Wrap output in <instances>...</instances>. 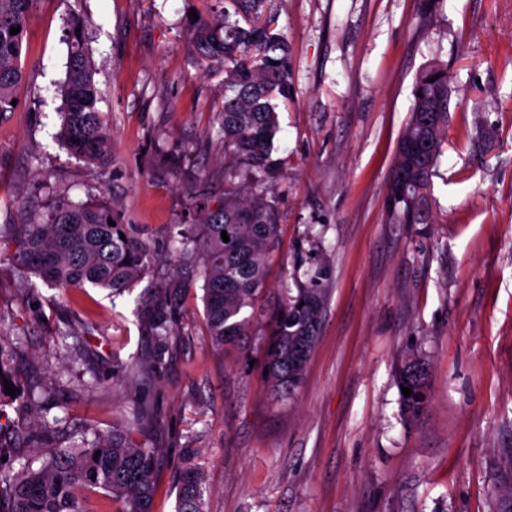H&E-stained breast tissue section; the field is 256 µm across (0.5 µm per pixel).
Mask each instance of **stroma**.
<instances>
[{"instance_id":"stroma-1","label":"stroma","mask_w":512,"mask_h":512,"mask_svg":"<svg viewBox=\"0 0 512 512\" xmlns=\"http://www.w3.org/2000/svg\"><path fill=\"white\" fill-rule=\"evenodd\" d=\"M205 0H38L23 44L27 81L0 119V237L62 196L114 204L151 254L170 255L199 188L221 197L214 105L224 68L185 34ZM288 42L293 96L279 112L273 190L280 245L261 308L326 264V305L301 385L275 396L249 356L212 346L201 278L169 338L162 376L135 308L166 264L129 292L38 282L0 250V443L40 464L54 447L107 436L147 401L161 448L153 512H176L183 449L205 480L203 512H494L512 459V0H266ZM85 24L112 159L88 166L57 138L67 26ZM448 65V137L427 221L385 217L388 178L419 72ZM427 372L406 420L398 371ZM140 363L112 380V363Z\"/></svg>"}]
</instances>
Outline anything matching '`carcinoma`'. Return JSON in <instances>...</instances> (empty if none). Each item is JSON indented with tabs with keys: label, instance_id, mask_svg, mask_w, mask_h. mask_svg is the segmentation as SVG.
Returning <instances> with one entry per match:
<instances>
[{
	"label": "carcinoma",
	"instance_id": "1",
	"mask_svg": "<svg viewBox=\"0 0 512 512\" xmlns=\"http://www.w3.org/2000/svg\"><path fill=\"white\" fill-rule=\"evenodd\" d=\"M37 0H0V116L12 105L25 70L21 55ZM198 18H187L186 35L200 61L224 65V98L215 112L224 138V158L247 168L270 162L279 132L281 101L292 95L288 42L264 16V0H211ZM20 27L14 35L10 29ZM68 62L59 87L62 123L59 137L75 157L89 165L111 158V139L98 109L95 66L80 19L69 24ZM435 81H430V78ZM408 121L399 137L387 186L386 214L397 224H425L423 204L448 133V65L435 62L416 77ZM268 189L256 183L247 195L232 186L212 199L198 194L192 203L193 225L180 240L178 258L167 279L146 290L137 315L153 336L147 362L161 375L169 336L183 317V296L190 275L203 277L207 334L218 348L240 347L264 325L262 369L272 391L290 396L301 384L322 324L329 268L317 265L296 294L283 289L278 308L266 320L257 313L269 259L279 244L280 224ZM115 225H109V222ZM229 241H223L221 232ZM12 260L50 286L87 285L120 296L146 276L155 258L122 223L114 207L101 202L54 201L46 219L22 224ZM399 385L412 391L402 397L408 420L426 408L423 365L411 358L401 366ZM151 416L135 401L112 427V436L75 448H55L42 465L13 470L18 455L0 445V512H86L92 493L118 504L116 512H152L160 449L144 431ZM204 477L194 466L179 473L176 512H202Z\"/></svg>",
	"mask_w": 512,
	"mask_h": 512
}]
</instances>
